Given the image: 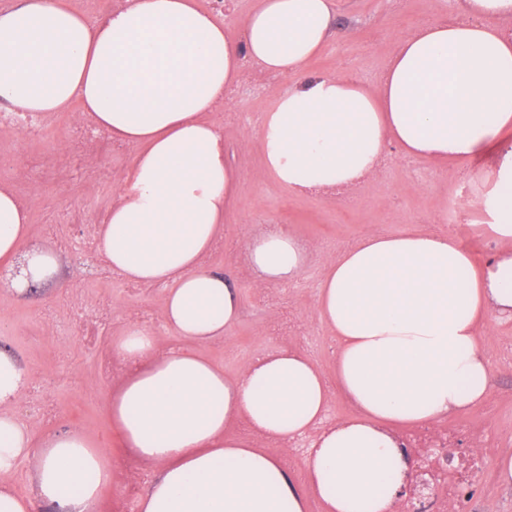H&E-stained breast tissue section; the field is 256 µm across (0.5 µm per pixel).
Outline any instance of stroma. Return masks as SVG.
<instances>
[{
    "instance_id": "stroma-1",
    "label": "stroma",
    "mask_w": 512,
    "mask_h": 512,
    "mask_svg": "<svg viewBox=\"0 0 512 512\" xmlns=\"http://www.w3.org/2000/svg\"><path fill=\"white\" fill-rule=\"evenodd\" d=\"M456 10V0H403L397 10L389 0H336L334 33L306 72L376 82L385 72L400 33L448 20ZM254 71L251 64L243 69L233 95L234 119H226L219 111L210 114L224 135V154L240 174L241 183L218 237L223 247L211 249L203 264L234 280L241 314L227 339L200 344L197 351L222 367L225 377L233 378L246 363L269 352L296 349L308 354L331 383L336 341L315 311L326 263L369 232L440 231L436 218L442 196L463 185L469 188V199L485 194L488 186L478 176L495 170L512 152V130L466 162L444 166L402 158L398 147L390 144L384 152L389 165L359 195H297L265 172L259 138L252 130L273 108L288 81L271 75L259 83ZM10 188L16 196L32 197V245L52 249L53 240L44 227L53 223L72 242L58 257L59 271L53 281L22 296L0 288V349L12 351L30 373V385L15 411L37 440L75 428L105 440L114 469L113 485L103 494L101 512H127L128 496H141L156 472L123 447L108 416L112 382L103 375L105 354L112 348L113 337L121 335L135 314L162 321L167 288L162 284L132 287L121 277H107L102 256L80 248L84 227L75 218L91 206L108 212L113 199L108 189L85 187L72 175L49 180L36 193L16 182ZM262 225L289 229L304 245L312 246L311 257L295 282L260 287L244 241ZM73 285L90 308L96 307L99 298L111 297V319L101 323L69 318L66 303ZM51 306L60 326L56 334L42 318ZM482 346L490 359L488 397L464 414L442 419L435 429L455 435V453L462 458L468 455L467 431L483 430L486 451L475 464L483 470L484 481L470 496L466 512H512V484L499 479L500 461L512 458V319L489 322ZM47 399L55 407L50 416L42 409Z\"/></svg>"
}]
</instances>
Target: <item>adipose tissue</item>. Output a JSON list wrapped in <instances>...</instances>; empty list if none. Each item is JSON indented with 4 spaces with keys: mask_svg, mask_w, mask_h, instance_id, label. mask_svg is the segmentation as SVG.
<instances>
[{
    "mask_svg": "<svg viewBox=\"0 0 512 512\" xmlns=\"http://www.w3.org/2000/svg\"><path fill=\"white\" fill-rule=\"evenodd\" d=\"M335 6L257 0L236 42L198 0H125L99 19L21 0L0 14V100L33 113L79 103L97 129L138 149L98 245L127 281L168 286L165 327L184 341L161 351L132 324L112 343L134 365L112 388V424L157 470L138 512H306L311 495L327 512H397L408 471L397 430L464 413L489 392L482 331L512 318V155L480 200L509 245L485 268L454 237L415 232L364 235L328 263L316 316L338 343L335 386L299 351L269 353L230 379L191 349L229 336L240 316L234 283L202 264L240 180L207 114L246 63L302 73L332 34ZM461 13L402 36L378 84L336 75L286 88L257 130L267 171L297 194L339 191L374 176L390 143L443 163L499 138L512 127V0H464ZM28 236V210L0 187V265L28 258L20 294L58 270ZM248 248L268 286L292 283L308 261L288 231ZM27 382L0 352V512H99L110 454L80 430L34 440L14 411ZM336 390L357 413L327 428ZM240 420L283 442L323 426L305 486L254 441L227 435ZM24 463L34 489L20 495Z\"/></svg>",
    "mask_w": 512,
    "mask_h": 512,
    "instance_id": "obj_1",
    "label": "adipose tissue"
}]
</instances>
